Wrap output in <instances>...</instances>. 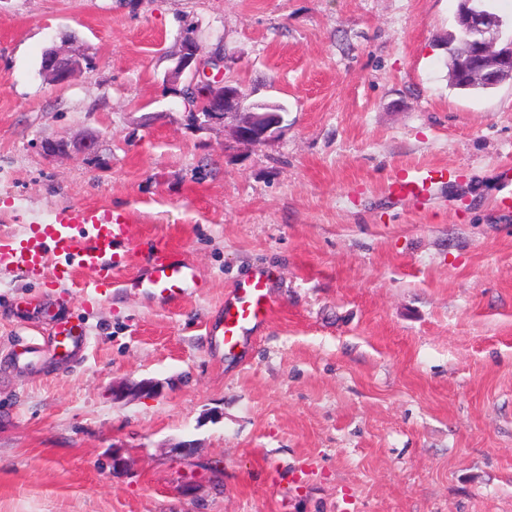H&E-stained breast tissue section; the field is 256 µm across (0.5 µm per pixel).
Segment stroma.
<instances>
[{"label": "stroma", "instance_id": "obj_1", "mask_svg": "<svg viewBox=\"0 0 512 512\" xmlns=\"http://www.w3.org/2000/svg\"><path fill=\"white\" fill-rule=\"evenodd\" d=\"M458 4L0 0V234L112 206L137 251L95 299L0 267V512H512V85L450 88ZM188 27L280 107L268 141L192 124L165 84ZM53 45L90 68L46 83ZM84 135L92 155L42 150ZM432 166L458 177L389 194ZM169 247L201 279L176 302L137 285ZM257 273L275 309L226 351ZM43 308L83 326L78 360ZM456 177L453 169L430 167L399 173L389 184V193L397 197L425 198L433 184Z\"/></svg>", "mask_w": 512, "mask_h": 512}]
</instances>
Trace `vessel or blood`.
<instances>
[{
	"instance_id": "1",
	"label": "vessel or blood",
	"mask_w": 512,
	"mask_h": 512,
	"mask_svg": "<svg viewBox=\"0 0 512 512\" xmlns=\"http://www.w3.org/2000/svg\"><path fill=\"white\" fill-rule=\"evenodd\" d=\"M454 176V170L446 167L404 171L392 180L389 191L398 197L422 199L433 184ZM130 224L127 211L74 205L50 213L23 234L0 235V263L23 273L52 270L58 283H72L80 273H93V280L80 284L95 297L112 285L113 265L130 239ZM138 285L148 293L176 300L200 287L201 281L192 263L177 253L163 251L150 257L147 273ZM272 311L263 277L239 284L224 303L220 327L225 349L236 348L246 332L264 323ZM52 342L56 349L70 354L83 346L86 338L81 324L62 321L55 327Z\"/></svg>"
}]
</instances>
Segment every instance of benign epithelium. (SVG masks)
I'll return each mask as SVG.
<instances>
[{"mask_svg": "<svg viewBox=\"0 0 512 512\" xmlns=\"http://www.w3.org/2000/svg\"><path fill=\"white\" fill-rule=\"evenodd\" d=\"M458 31L469 37L470 51L460 54L448 48L457 77L465 83H481L497 87L512 82V31L504 21L488 10L478 0H460L457 14ZM175 65L165 76L166 84L175 86L184 74L190 75L187 87L195 92V116L198 126L224 122V114L243 112L244 118L234 129L235 137L242 141L260 143L268 140L281 123L275 106L257 105L245 108L237 88L224 82V53L217 48L204 58L198 45L190 42L179 44L174 54ZM89 62L80 51L52 49L45 57L42 75L53 85L68 83ZM218 75L211 76L213 69ZM92 138L51 141L45 144V153L59 156L88 154L94 151ZM157 391V385L142 380L128 388L121 384L112 386V397H145Z\"/></svg>", "mask_w": 512, "mask_h": 512, "instance_id": "obj_1", "label": "benign epithelium"}]
</instances>
